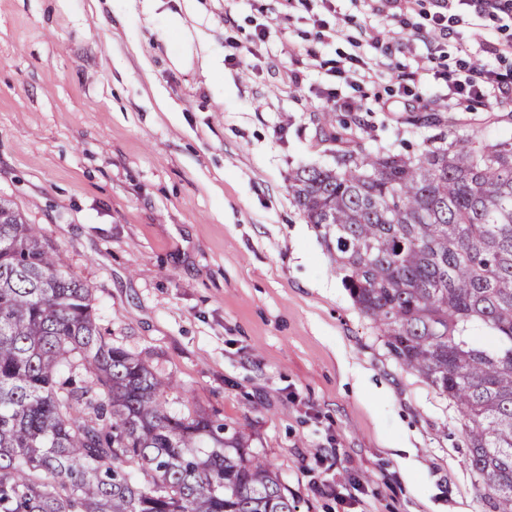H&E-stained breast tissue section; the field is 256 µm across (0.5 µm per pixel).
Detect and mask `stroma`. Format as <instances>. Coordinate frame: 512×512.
Segmentation results:
<instances>
[{"instance_id": "obj_1", "label": "stroma", "mask_w": 512, "mask_h": 512, "mask_svg": "<svg viewBox=\"0 0 512 512\" xmlns=\"http://www.w3.org/2000/svg\"><path fill=\"white\" fill-rule=\"evenodd\" d=\"M373 24L390 21L361 0H0V197L89 285L106 336L173 379L169 408L241 431L297 512H488L462 415L389 354L288 190L296 169L435 135L426 45L372 47ZM348 55L387 77L354 95L328 69ZM330 90L356 109L324 107ZM449 118L512 133V103Z\"/></svg>"}]
</instances>
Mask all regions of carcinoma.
Returning a JSON list of instances; mask_svg holds the SVG:
<instances>
[{
    "instance_id": "carcinoma-1",
    "label": "carcinoma",
    "mask_w": 512,
    "mask_h": 512,
    "mask_svg": "<svg viewBox=\"0 0 512 512\" xmlns=\"http://www.w3.org/2000/svg\"><path fill=\"white\" fill-rule=\"evenodd\" d=\"M344 155L288 189L401 365L466 420L489 512H512V135ZM92 292L0 198V512H297L241 436L170 411Z\"/></svg>"
}]
</instances>
